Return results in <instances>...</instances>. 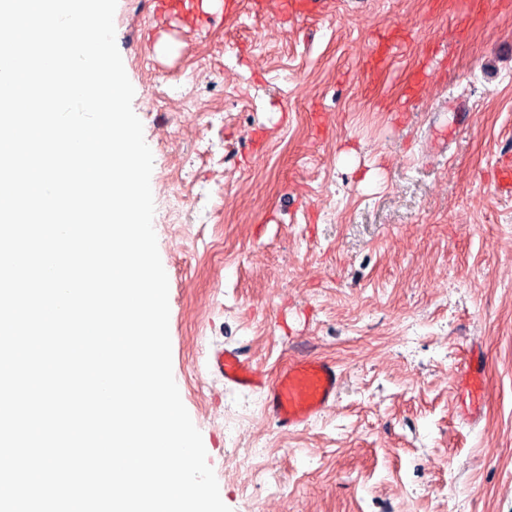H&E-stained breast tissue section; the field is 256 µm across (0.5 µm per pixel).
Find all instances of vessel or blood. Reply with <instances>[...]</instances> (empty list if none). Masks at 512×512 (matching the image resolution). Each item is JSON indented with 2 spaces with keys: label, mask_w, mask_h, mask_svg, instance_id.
<instances>
[{
  "label": "vessel or blood",
  "mask_w": 512,
  "mask_h": 512,
  "mask_svg": "<svg viewBox=\"0 0 512 512\" xmlns=\"http://www.w3.org/2000/svg\"><path fill=\"white\" fill-rule=\"evenodd\" d=\"M211 364L234 385L262 390L266 407L281 426L307 424L336 399L340 376L334 365L316 359H298L285 367L277 380L265 382L249 359L237 351H215Z\"/></svg>",
  "instance_id": "1"
}]
</instances>
